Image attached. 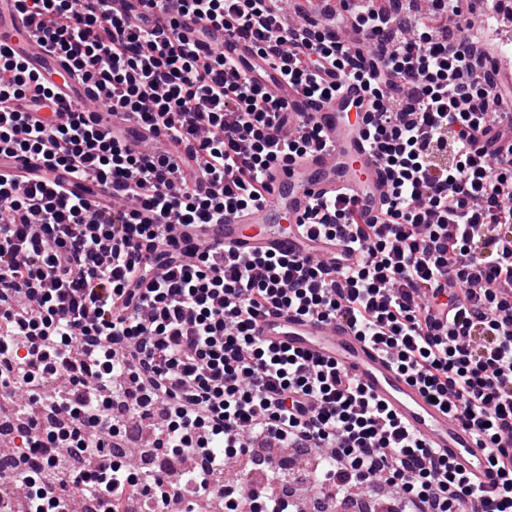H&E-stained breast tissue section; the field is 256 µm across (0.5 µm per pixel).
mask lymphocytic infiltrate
Masks as SVG:
<instances>
[{
  "instance_id": "1",
  "label": "lymphocytic infiltrate",
  "mask_w": 512,
  "mask_h": 512,
  "mask_svg": "<svg viewBox=\"0 0 512 512\" xmlns=\"http://www.w3.org/2000/svg\"><path fill=\"white\" fill-rule=\"evenodd\" d=\"M80 78L105 92L127 134L108 137L80 111L32 126L15 101L53 92L0 50V146L47 169L91 177L120 198L96 208L63 185L0 175V408L26 423L9 479L27 512L71 500L113 512L130 490L158 512L209 500L228 460L258 441L322 448L320 492L392 488L400 512H512V160L485 153L512 135L491 48L469 34L460 0H429V21L401 0H341L333 21L283 23L279 0H179L199 34L252 42L305 97L327 102L363 83L367 135L392 177L391 202L357 223L343 195L317 199L300 237L340 249L332 264L201 248L190 230L264 199L267 171L321 146L287 105L223 55L202 54L163 0H17ZM336 69L341 82L323 78ZM169 137L171 156L130 145ZM203 157L200 173L188 171ZM154 221L141 219V212ZM292 311L345 319L404 375L473 426L489 486L411 436L335 364L254 334ZM148 402L155 449L201 460L192 487L140 477L112 458L126 435L115 406ZM60 453L34 470L30 455Z\"/></svg>"
}]
</instances>
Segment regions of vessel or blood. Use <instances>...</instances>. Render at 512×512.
<instances>
[{
  "instance_id": "vessel-or-blood-1",
  "label": "vessel or blood",
  "mask_w": 512,
  "mask_h": 512,
  "mask_svg": "<svg viewBox=\"0 0 512 512\" xmlns=\"http://www.w3.org/2000/svg\"><path fill=\"white\" fill-rule=\"evenodd\" d=\"M34 32V24L19 12L16 0H0V47L38 73L56 93V110L40 109L28 101L17 102L16 109L27 113L31 123L48 127L58 122L59 110L77 109L94 100L95 95L88 85L78 82L64 59L35 38ZM216 47L226 57L248 60L251 71L263 73L262 87L285 101L298 120L319 127L324 144L288 166L268 170V191L260 208L225 215L220 224L203 225L199 231L201 244L214 249L224 247L243 257L262 252L330 257L336 245L303 243L301 237L287 233L283 225L299 223L315 198L344 191L354 199L359 223L372 222L379 215L388 193L389 174L368 146L362 119L351 117L347 110L349 100L362 98L361 87L349 84L335 100L314 102L276 76L265 60L254 57L247 41L220 28L213 30L202 45L206 51ZM5 170L20 175L46 172L37 159H18L1 151L0 172ZM255 332L269 345L286 346L335 362L359 380L407 430L429 447L447 453L471 481L488 483L487 462L476 433L444 406L431 401L346 321L329 323L294 315L267 317L257 321Z\"/></svg>"
}]
</instances>
